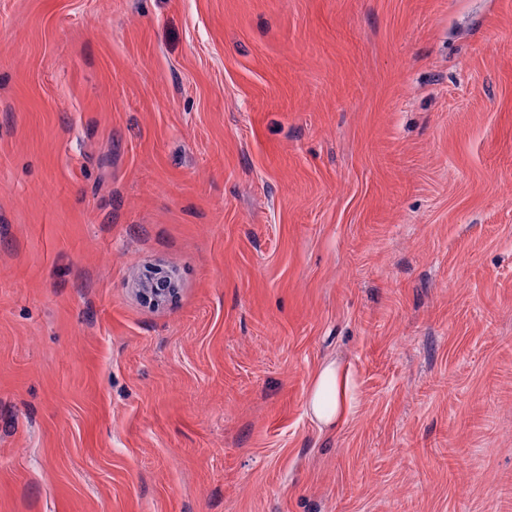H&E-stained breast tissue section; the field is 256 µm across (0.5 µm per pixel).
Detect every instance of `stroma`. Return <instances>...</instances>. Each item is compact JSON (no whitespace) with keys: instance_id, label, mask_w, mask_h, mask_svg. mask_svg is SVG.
Wrapping results in <instances>:
<instances>
[{"instance_id":"stroma-1","label":"stroma","mask_w":512,"mask_h":512,"mask_svg":"<svg viewBox=\"0 0 512 512\" xmlns=\"http://www.w3.org/2000/svg\"><path fill=\"white\" fill-rule=\"evenodd\" d=\"M0 512H512V0H0ZM139 289L155 303L165 302L174 291L168 277L143 280L139 284ZM357 408L356 387L347 367L336 362L316 372L306 401V411L322 428L342 425Z\"/></svg>"}]
</instances>
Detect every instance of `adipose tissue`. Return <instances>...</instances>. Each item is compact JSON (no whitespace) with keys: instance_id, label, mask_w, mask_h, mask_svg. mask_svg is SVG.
Instances as JSON below:
<instances>
[{"instance_id":"ef3b65f1","label":"adipose tissue","mask_w":512,"mask_h":512,"mask_svg":"<svg viewBox=\"0 0 512 512\" xmlns=\"http://www.w3.org/2000/svg\"><path fill=\"white\" fill-rule=\"evenodd\" d=\"M357 407L356 387L347 367L330 362L316 372L306 401L313 421L325 428L342 425Z\"/></svg>"}]
</instances>
